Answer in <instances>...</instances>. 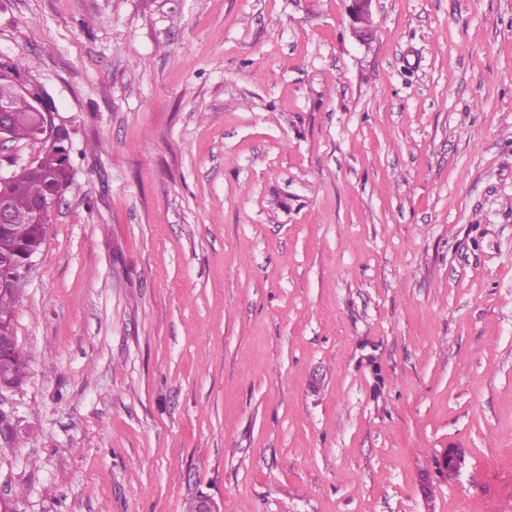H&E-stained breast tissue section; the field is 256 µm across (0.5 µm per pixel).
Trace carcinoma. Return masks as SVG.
<instances>
[{
  "label": "carcinoma",
  "mask_w": 512,
  "mask_h": 512,
  "mask_svg": "<svg viewBox=\"0 0 512 512\" xmlns=\"http://www.w3.org/2000/svg\"><path fill=\"white\" fill-rule=\"evenodd\" d=\"M16 120L9 130L13 140L30 139L36 124V115L32 112L29 98L19 96L15 99ZM58 143L48 148L43 157L33 164L17 169L15 179L0 185V191L8 193L14 211L20 221L8 226L0 232V246H11L17 251L18 260H24L25 253L36 248L42 249L45 244L48 225L32 224L25 220V215L32 202L41 197H51L59 188L65 187L70 181V164L67 149L68 133H56ZM20 302V294L0 292V319L12 317ZM27 367L26 356L18 351L12 363L4 370L3 376L11 382H21Z\"/></svg>",
  "instance_id": "obj_1"
}]
</instances>
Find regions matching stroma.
I'll use <instances>...</instances> for the list:
<instances>
[{
  "instance_id": "obj_1",
  "label": "stroma",
  "mask_w": 512,
  "mask_h": 512,
  "mask_svg": "<svg viewBox=\"0 0 512 512\" xmlns=\"http://www.w3.org/2000/svg\"><path fill=\"white\" fill-rule=\"evenodd\" d=\"M349 5L0 0L71 162L14 512H512V0Z\"/></svg>"
}]
</instances>
